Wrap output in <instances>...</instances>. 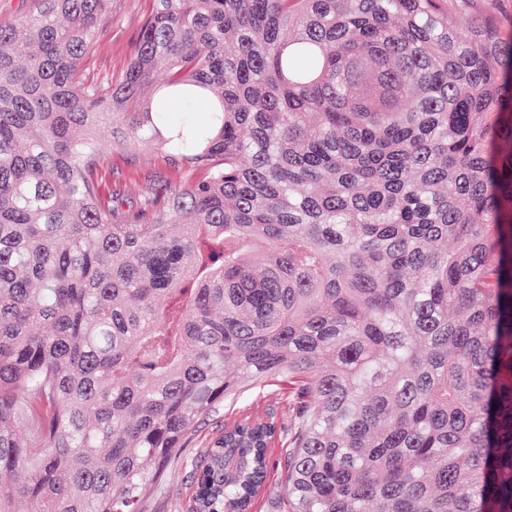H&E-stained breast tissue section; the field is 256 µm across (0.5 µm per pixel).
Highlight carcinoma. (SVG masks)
<instances>
[{"label":"carcinoma","instance_id":"1","mask_svg":"<svg viewBox=\"0 0 512 512\" xmlns=\"http://www.w3.org/2000/svg\"><path fill=\"white\" fill-rule=\"evenodd\" d=\"M149 2L103 82L112 0L0 26V512H148L196 424L276 378L298 411L224 427L199 512H250L285 431L288 512H512L498 0ZM132 145L201 176L103 197ZM148 9V0H112V13L98 29L94 52L83 66L87 81L117 78L122 74Z\"/></svg>","mask_w":512,"mask_h":512}]
</instances>
